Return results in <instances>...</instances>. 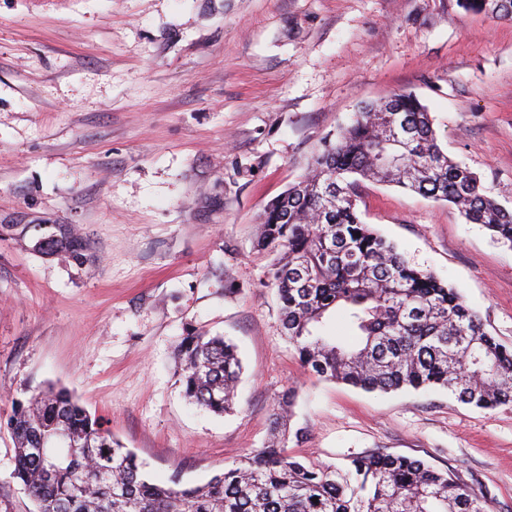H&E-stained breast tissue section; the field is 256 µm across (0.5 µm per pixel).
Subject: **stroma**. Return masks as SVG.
Instances as JSON below:
<instances>
[{"label":"stroma","mask_w":512,"mask_h":512,"mask_svg":"<svg viewBox=\"0 0 512 512\" xmlns=\"http://www.w3.org/2000/svg\"><path fill=\"white\" fill-rule=\"evenodd\" d=\"M402 90L512 210V20L459 0H0V512H34L7 422L50 385L160 483L204 484L272 444L330 466L380 450L512 512V405L312 375L256 246L265 205L323 141ZM358 194L363 222L512 349V244L445 202L369 181ZM49 224L87 241L82 259L34 251ZM191 329L239 349L231 413L183 394L174 350Z\"/></svg>","instance_id":"35a3bbf8"}]
</instances>
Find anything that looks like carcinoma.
<instances>
[{"label": "carcinoma", "mask_w": 512, "mask_h": 512, "mask_svg": "<svg viewBox=\"0 0 512 512\" xmlns=\"http://www.w3.org/2000/svg\"><path fill=\"white\" fill-rule=\"evenodd\" d=\"M363 180L446 201L465 220L512 243V212L482 193L468 167L437 144L430 112L411 92L360 106L336 142L260 216L257 246L278 253L273 284L282 326L314 375L367 392L442 388L484 409L512 403V351L457 289L413 267L357 208ZM42 253L77 258L84 240L42 237ZM343 315L348 337L326 332ZM177 355L191 402L222 415L242 371L236 347L194 331ZM14 478L36 512H489L471 487L424 461L370 451L344 469L264 448L189 488L153 483L134 452L66 390L15 405ZM62 439L58 453L51 444Z\"/></svg>", "instance_id": "cac0c4a2"}]
</instances>
